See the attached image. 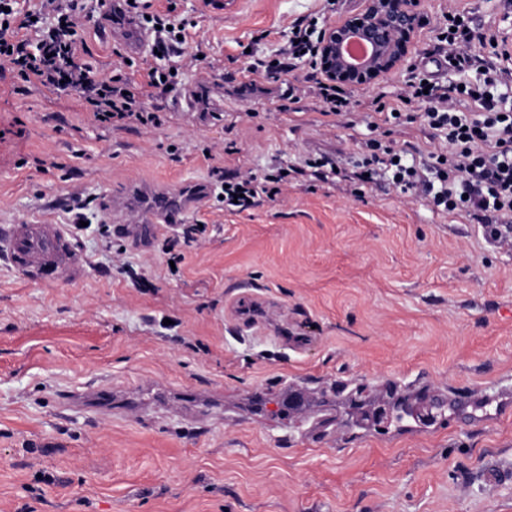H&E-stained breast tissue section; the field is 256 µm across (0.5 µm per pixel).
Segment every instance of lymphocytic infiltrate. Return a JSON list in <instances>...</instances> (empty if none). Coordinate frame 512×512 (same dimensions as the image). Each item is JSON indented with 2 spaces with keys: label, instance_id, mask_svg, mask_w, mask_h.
<instances>
[{
  "label": "lymphocytic infiltrate",
  "instance_id": "obj_1",
  "mask_svg": "<svg viewBox=\"0 0 512 512\" xmlns=\"http://www.w3.org/2000/svg\"><path fill=\"white\" fill-rule=\"evenodd\" d=\"M105 6V0H28L24 6L19 0H0V63L9 64L22 83L75 92L102 125L159 124L158 113L138 106L122 75H102L83 57L78 30ZM117 13L150 30L153 52L166 55L179 48L185 26L170 12L150 13L142 0H119ZM438 32L442 61L463 75L462 85L427 87L415 72L408 81L409 93L425 103L424 112H396L379 96L371 102L384 123L422 121L440 140L438 149L416 164L378 135L365 141L357 171L347 172L323 156L306 158L304 165L320 182L344 176L361 188L368 180L384 177L443 215L487 228L512 224V106L505 94L512 89V61L496 48L489 63H478L470 47L486 36L466 11L449 10ZM291 34V43L275 60L254 59L249 74L294 82L296 61L317 58L320 35L312 18L295 23ZM284 179L280 167L261 177L250 173L231 178L221 191L223 201L243 208L274 199Z\"/></svg>",
  "mask_w": 512,
  "mask_h": 512
}]
</instances>
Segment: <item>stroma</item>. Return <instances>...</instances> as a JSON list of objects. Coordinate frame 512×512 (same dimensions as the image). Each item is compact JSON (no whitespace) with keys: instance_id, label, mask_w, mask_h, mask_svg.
Returning a JSON list of instances; mask_svg holds the SVG:
<instances>
[{"instance_id":"stroma-1","label":"stroma","mask_w":512,"mask_h":512,"mask_svg":"<svg viewBox=\"0 0 512 512\" xmlns=\"http://www.w3.org/2000/svg\"><path fill=\"white\" fill-rule=\"evenodd\" d=\"M151 2L186 24L179 60L124 64L95 18L80 39L106 76L136 82L142 67L178 63V86L138 99L158 126H100L75 94L0 68V226L62 225L89 262L84 280L46 286L0 257V512H512V483L484 480L512 468V409L494 405L512 398V249L480 225L385 183L358 197L343 179L294 173L276 200L242 210L208 192L148 243L106 216L119 194L144 211L132 184L209 188L216 166L358 162L365 122L329 123L310 90L281 111L286 85L246 69L294 22L323 27L364 0ZM452 4L512 44L504 0H423L408 62L441 84L448 70L430 52ZM187 224L206 232L185 242ZM146 380L215 406L70 403L91 385ZM479 396L489 405L471 409ZM392 397L446 407L429 428L368 415Z\"/></svg>"}]
</instances>
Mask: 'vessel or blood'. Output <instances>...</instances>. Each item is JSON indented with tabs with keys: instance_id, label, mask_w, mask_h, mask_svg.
<instances>
[{
	"instance_id": "vessel-or-blood-1",
	"label": "vessel or blood",
	"mask_w": 512,
	"mask_h": 512,
	"mask_svg": "<svg viewBox=\"0 0 512 512\" xmlns=\"http://www.w3.org/2000/svg\"><path fill=\"white\" fill-rule=\"evenodd\" d=\"M103 35L123 39L134 53L147 43L146 32L129 20L107 26ZM200 193V187L194 185L155 193L149 198L145 219L138 221L131 219L124 206L115 203L109 209L108 218L119 224L132 238L143 240L156 233L161 226L181 223ZM0 251L6 253L20 271L34 274L47 284L63 279L76 282L87 275V260L57 224L10 225L0 233ZM71 400L79 408L108 410L112 407V390L108 387H91L74 393Z\"/></svg>"
}]
</instances>
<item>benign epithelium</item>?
I'll return each instance as SVG.
<instances>
[{"mask_svg":"<svg viewBox=\"0 0 512 512\" xmlns=\"http://www.w3.org/2000/svg\"><path fill=\"white\" fill-rule=\"evenodd\" d=\"M418 4L419 0H365L361 10L327 25L317 60L323 76L359 87L394 73L410 55L420 23Z\"/></svg>","mask_w":512,"mask_h":512,"instance_id":"benign-epithelium-1","label":"benign epithelium"}]
</instances>
